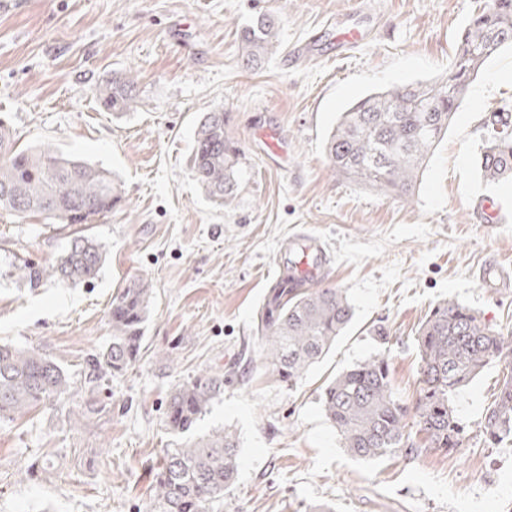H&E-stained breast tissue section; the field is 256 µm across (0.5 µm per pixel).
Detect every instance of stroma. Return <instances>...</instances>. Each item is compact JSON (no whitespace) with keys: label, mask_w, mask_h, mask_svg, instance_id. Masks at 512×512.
I'll return each mask as SVG.
<instances>
[{"label":"stroma","mask_w":512,"mask_h":512,"mask_svg":"<svg viewBox=\"0 0 512 512\" xmlns=\"http://www.w3.org/2000/svg\"><path fill=\"white\" fill-rule=\"evenodd\" d=\"M478 0H7L0 7V119L20 143L51 146L109 169L123 201L93 224L106 248L95 281L30 290L17 260L48 265L72 228L0 217V344L33 347L70 376L90 413L44 404L0 422V512H150L154 472L179 438L165 426L170 391L203 370L234 368L197 424L240 438L238 476L213 512H512V446L495 448L479 422L498 390L491 365L454 398L468 437L452 453L351 457L318 401L325 379L387 353L397 398L418 388L416 332L445 299L512 332V289L482 287L489 265L512 266V222L485 219L477 159L486 112L512 110V50L489 59L467 89L410 197L339 176L325 137L352 99L441 76ZM367 7L374 35L336 53L335 25ZM280 19V47L258 70L239 63L238 25ZM308 42L306 57L290 55ZM132 74L135 112H105L95 85ZM224 108L244 150L231 208L189 175L203 113ZM279 128L288 161L274 166L258 138ZM512 205V183L491 191ZM319 239L324 284L345 289L352 324L295 386L257 356L255 318L296 233ZM152 284L138 360L92 375L112 339L107 311L131 279ZM385 327L386 338L375 336Z\"/></svg>","instance_id":"obj_1"}]
</instances>
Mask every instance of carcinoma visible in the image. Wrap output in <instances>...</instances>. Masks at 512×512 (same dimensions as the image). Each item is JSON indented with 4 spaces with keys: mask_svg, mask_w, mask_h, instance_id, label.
Masks as SVG:
<instances>
[{
    "mask_svg": "<svg viewBox=\"0 0 512 512\" xmlns=\"http://www.w3.org/2000/svg\"><path fill=\"white\" fill-rule=\"evenodd\" d=\"M278 22L264 14L239 29L241 66L256 70L279 48ZM512 47V0H489L473 12L444 76L394 85L368 94L342 112L324 142L336 173L381 192L413 193L431 152L448 132L468 83L498 51ZM137 80L114 72L95 93L116 116L136 111ZM224 111L199 119L190 175L206 198L228 208L237 195L241 148L225 129ZM479 167L489 184L512 182V112L492 110L483 119ZM121 202L112 172L64 155L52 147L15 148L0 120V214L37 215L48 224H93ZM104 246L79 235L52 265L23 262L12 274L28 288L48 282L77 286L97 279ZM152 289L133 280L112 296V340L90 360L92 370L123 374L136 362ZM353 307L335 286L314 287L288 267L268 288L257 312L255 333L268 369L293 384L325 356L347 328ZM419 392L412 407L395 396L387 359L364 360L326 381L319 402L347 453L374 460L412 452L460 448L466 440L453 406L457 392L487 366L500 365L498 390L479 423L484 442L512 443V336L484 323L473 309L446 299L419 328ZM224 390V375L204 371L169 396L166 426L184 439L169 448L156 473L151 512H210L233 485L240 458L239 436L228 428L197 437L198 420ZM79 405L69 375L35 349L0 345V421L42 403ZM413 422L407 423V416Z\"/></svg>",
    "mask_w": 512,
    "mask_h": 512,
    "instance_id": "obj_1",
    "label": "carcinoma"
}]
</instances>
